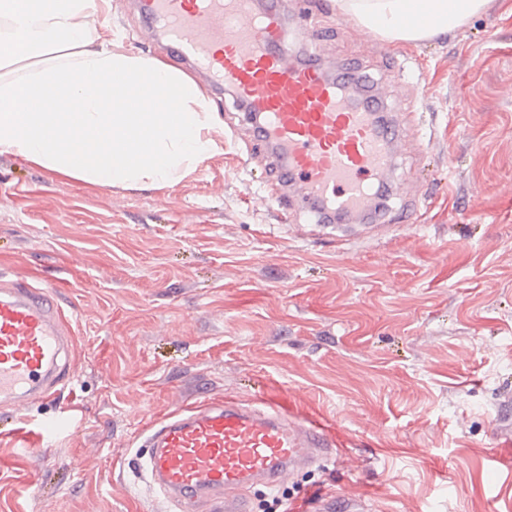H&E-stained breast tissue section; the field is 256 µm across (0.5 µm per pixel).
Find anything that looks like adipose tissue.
Segmentation results:
<instances>
[{
    "mask_svg": "<svg viewBox=\"0 0 512 512\" xmlns=\"http://www.w3.org/2000/svg\"><path fill=\"white\" fill-rule=\"evenodd\" d=\"M485 2L337 0L391 41L459 28ZM108 4L0 0V154L98 186L173 185L216 150L224 127L186 74L113 50L97 32ZM419 5L432 26L403 24Z\"/></svg>",
    "mask_w": 512,
    "mask_h": 512,
    "instance_id": "adipose-tissue-1",
    "label": "adipose tissue"
}]
</instances>
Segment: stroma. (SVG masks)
Returning a JSON list of instances; mask_svg holds the SVG:
<instances>
[{"label": "stroma", "mask_w": 512, "mask_h": 512, "mask_svg": "<svg viewBox=\"0 0 512 512\" xmlns=\"http://www.w3.org/2000/svg\"><path fill=\"white\" fill-rule=\"evenodd\" d=\"M323 61L361 65L408 136L391 181L421 190L407 234L337 246L302 208L261 197L271 159L231 100L211 98L218 148L162 189L99 187L0 156V278L49 281L76 377L19 416L0 409V512H176L134 471L151 425L233 395L325 424L347 453L288 485L368 512H512V0L463 27L378 50L336 0H295ZM112 0L102 34L145 44ZM75 406L50 447L11 429Z\"/></svg>", "instance_id": "obj_1"}]
</instances>
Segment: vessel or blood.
Returning a JSON list of instances; mask_svg holds the SVG:
<instances>
[{
	"mask_svg": "<svg viewBox=\"0 0 512 512\" xmlns=\"http://www.w3.org/2000/svg\"><path fill=\"white\" fill-rule=\"evenodd\" d=\"M142 34L162 41L169 64L193 71L208 93H227L255 141L274 153L271 199L317 224L345 230L379 213L377 195L405 132L362 77L329 73L287 24L282 0H139ZM51 284L0 281V402L59 395L72 380L73 336ZM316 421L268 401L227 396L175 410L157 423L138 469L179 512H251L254 486L276 487L301 467L336 455Z\"/></svg>",
	"mask_w": 512,
	"mask_h": 512,
	"instance_id": "obj_1",
	"label": "vessel or blood"
}]
</instances>
